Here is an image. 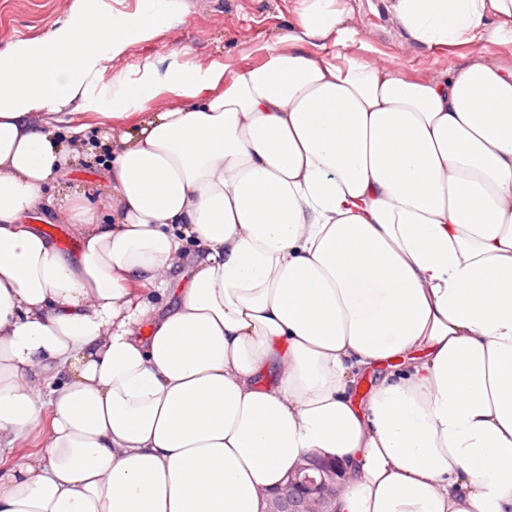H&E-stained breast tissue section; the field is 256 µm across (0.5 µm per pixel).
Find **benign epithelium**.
<instances>
[{
  "label": "benign epithelium",
  "instance_id": "1",
  "mask_svg": "<svg viewBox=\"0 0 512 512\" xmlns=\"http://www.w3.org/2000/svg\"><path fill=\"white\" fill-rule=\"evenodd\" d=\"M343 478L337 463L307 457L281 489L268 495V512H334Z\"/></svg>",
  "mask_w": 512,
  "mask_h": 512
}]
</instances>
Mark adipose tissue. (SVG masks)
Instances as JSON below:
<instances>
[{"label":"adipose tissue","instance_id":"adipose-tissue-1","mask_svg":"<svg viewBox=\"0 0 512 512\" xmlns=\"http://www.w3.org/2000/svg\"><path fill=\"white\" fill-rule=\"evenodd\" d=\"M78 2L0 51V512H266L308 455L336 512H512V64L408 77L302 0L257 64L122 69L180 0ZM391 8L512 42V0ZM105 148L64 253L29 216Z\"/></svg>","mask_w":512,"mask_h":512}]
</instances>
